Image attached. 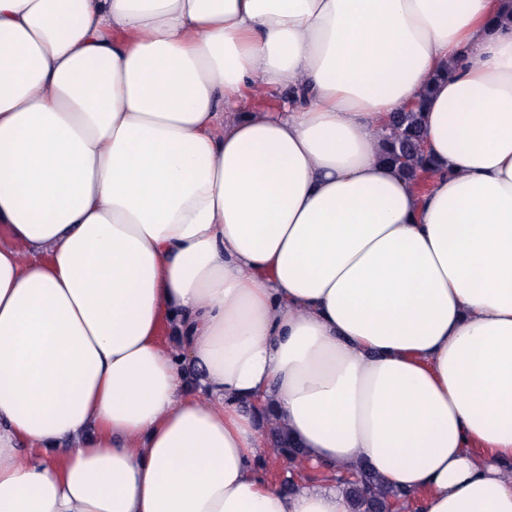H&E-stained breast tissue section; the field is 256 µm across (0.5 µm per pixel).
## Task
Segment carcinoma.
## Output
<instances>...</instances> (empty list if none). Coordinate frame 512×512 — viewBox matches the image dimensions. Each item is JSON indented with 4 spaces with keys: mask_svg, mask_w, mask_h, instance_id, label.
<instances>
[{
    "mask_svg": "<svg viewBox=\"0 0 512 512\" xmlns=\"http://www.w3.org/2000/svg\"><path fill=\"white\" fill-rule=\"evenodd\" d=\"M426 100L427 94L424 93L409 109L390 113L388 133L381 139L382 157L420 188L424 186L427 163L425 151L421 150L425 140L422 112ZM262 425L267 427L274 451L288 462V467H299L306 450L292 442L284 426L269 418L264 419ZM342 481L350 512H389L393 504L409 499L408 492L385 484L369 468L361 465L354 466Z\"/></svg>",
    "mask_w": 512,
    "mask_h": 512,
    "instance_id": "carcinoma-1",
    "label": "carcinoma"
}]
</instances>
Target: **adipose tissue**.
<instances>
[{
	"instance_id": "1",
	"label": "adipose tissue",
	"mask_w": 512,
	"mask_h": 512,
	"mask_svg": "<svg viewBox=\"0 0 512 512\" xmlns=\"http://www.w3.org/2000/svg\"><path fill=\"white\" fill-rule=\"evenodd\" d=\"M257 401L512 512V0H0V512H349ZM428 90L409 109L392 112L387 124L388 133L381 139L382 157L406 179L418 187L425 182V151L420 146L425 140L422 115ZM262 426L267 427L268 436L274 451L288 464L284 463L283 470L286 471L289 467L297 468L301 465V462L306 454L305 448L297 446L288 435V430L273 422V420L266 418L262 422Z\"/></svg>"
}]
</instances>
